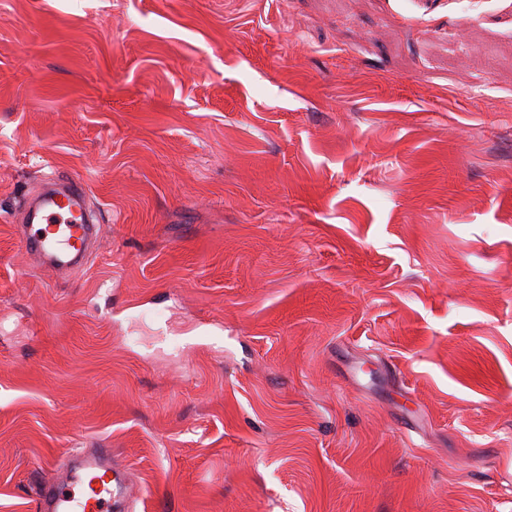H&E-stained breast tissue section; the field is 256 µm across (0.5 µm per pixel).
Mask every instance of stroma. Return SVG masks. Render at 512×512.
<instances>
[{"instance_id": "35a3bbf8", "label": "stroma", "mask_w": 512, "mask_h": 512, "mask_svg": "<svg viewBox=\"0 0 512 512\" xmlns=\"http://www.w3.org/2000/svg\"><path fill=\"white\" fill-rule=\"evenodd\" d=\"M86 448L137 512H512V0H0V512ZM53 186L44 193L37 195L31 201L24 223L20 230L25 249L31 254H40L46 259V264L63 269L78 265L86 257L92 241L100 234V221L90 220L86 214L82 182L70 178L56 183L49 180ZM76 211L81 217L78 224H68L69 212ZM58 224L64 234L53 240L48 239L46 226L33 230V224ZM92 223V224H90Z\"/></svg>"}]
</instances>
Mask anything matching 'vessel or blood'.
I'll return each mask as SVG.
<instances>
[{"label": "vessel or blood", "mask_w": 512, "mask_h": 512, "mask_svg": "<svg viewBox=\"0 0 512 512\" xmlns=\"http://www.w3.org/2000/svg\"><path fill=\"white\" fill-rule=\"evenodd\" d=\"M85 191L76 178L53 185L31 201L21 231L25 249L42 255L47 265L63 269L83 262L99 223L86 215ZM130 476L108 448L82 452L66 478L46 479L37 497V512H130Z\"/></svg>", "instance_id": "b4317fda"}]
</instances>
